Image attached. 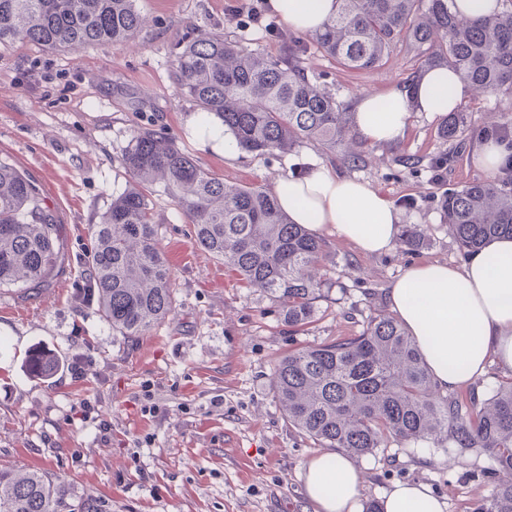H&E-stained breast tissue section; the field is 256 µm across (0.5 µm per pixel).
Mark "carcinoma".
<instances>
[{"label": "carcinoma", "mask_w": 512, "mask_h": 512, "mask_svg": "<svg viewBox=\"0 0 512 512\" xmlns=\"http://www.w3.org/2000/svg\"><path fill=\"white\" fill-rule=\"evenodd\" d=\"M337 2L336 14L308 43L348 68L377 67L406 39L425 49L421 69L448 67L476 99H512V9L466 19L454 0ZM145 24L136 0H0V46H118ZM304 52L296 37L271 58L221 32L188 35L176 53L173 82L203 115L221 120L239 149L289 154L311 144L341 147L342 160L354 166L367 146L354 132L355 113L308 77ZM476 134L512 142V115L503 112L475 133L465 112H450L439 128L440 138L457 146ZM123 163L129 185L92 225L82 284L112 331L141 336L176 309L177 287L148 195L155 186L171 197L196 244L265 294L288 327L299 332L313 321L325 297L327 245L291 223L269 188L227 183L149 129L134 132ZM438 209L467 257L490 237L512 235V173L501 169L447 189ZM399 243L420 249L429 237L420 225L407 224ZM68 259L61 224L36 184L0 160V287L48 288ZM62 364L41 349L28 359L42 377ZM272 390L292 427L352 459L393 441L488 455L498 482L475 512H512V377L486 384L480 401L442 394L416 340L396 318L378 314L354 336L288 353L275 365ZM64 492L49 474L0 468V512H66Z\"/></svg>", "instance_id": "cac0c4a2"}]
</instances>
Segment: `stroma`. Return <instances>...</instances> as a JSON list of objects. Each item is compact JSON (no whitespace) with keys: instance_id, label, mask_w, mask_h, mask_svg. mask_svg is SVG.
I'll return each mask as SVG.
<instances>
[{"instance_id":"1","label":"stroma","mask_w":512,"mask_h":512,"mask_svg":"<svg viewBox=\"0 0 512 512\" xmlns=\"http://www.w3.org/2000/svg\"><path fill=\"white\" fill-rule=\"evenodd\" d=\"M267 0H138L147 25L124 46L50 51L26 42L0 47V159L24 171L63 226L70 261L51 287L0 288V467L59 476L69 500L92 494L107 512H314L300 474L321 448L288 423L272 392L277 360L300 347L359 333L387 312V289L410 264H463L442 224V191L483 177L477 140L433 180L430 162L450 151L440 116L412 113L404 137L373 146L363 165L305 146L287 155L200 148L186 127L196 107L172 84L186 34L223 32L248 50L277 57L283 40L266 30ZM265 12L254 24L252 8ZM421 51L397 43L382 66L351 71L308 51L303 66L336 99L405 84ZM151 129L226 182L260 183L325 164L368 183L404 223L423 225L427 248L364 255L325 234L331 288L306 329H288L276 305L195 244L162 191L151 195L160 245L176 276L174 314L143 335L112 332L95 304L81 301L91 227L129 176L122 156L132 133ZM65 360L48 377L26 367L30 349ZM154 413H143L145 401ZM361 501H380L397 483L427 486L446 512H473L495 486L487 455L394 443L357 459Z\"/></svg>"}]
</instances>
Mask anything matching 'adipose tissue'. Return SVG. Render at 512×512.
Returning <instances> with one entry per match:
<instances>
[{"label": "adipose tissue", "instance_id": "ef3b65f1", "mask_svg": "<svg viewBox=\"0 0 512 512\" xmlns=\"http://www.w3.org/2000/svg\"><path fill=\"white\" fill-rule=\"evenodd\" d=\"M271 12L299 34L318 32L338 8L336 0H268ZM470 96L447 67L429 68L407 87L360 97L355 130L376 145L398 142L415 112L446 115ZM272 191L293 223L317 233L333 228L367 255L393 247L400 212L379 192L326 166L274 182ZM387 302L419 345L439 387L454 390L484 375L490 362L512 370V238L490 239L462 267L445 262L409 266L387 292ZM302 486L315 512H361V475L347 457L325 452L310 458ZM428 488L398 484L382 512H445Z\"/></svg>", "mask_w": 512, "mask_h": 512}]
</instances>
